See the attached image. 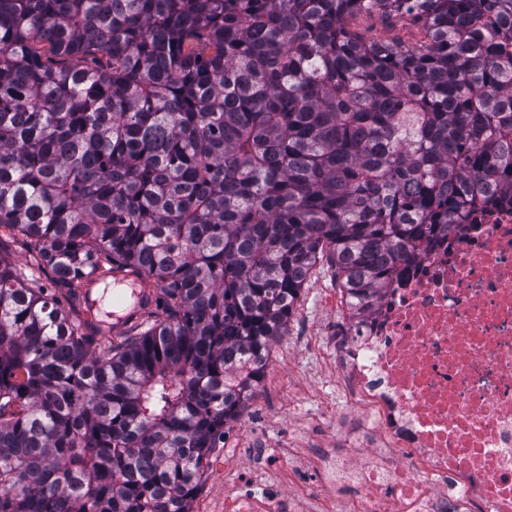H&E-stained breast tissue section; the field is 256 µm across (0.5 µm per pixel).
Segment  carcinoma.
<instances>
[{
  "label": "carcinoma",
  "mask_w": 512,
  "mask_h": 512,
  "mask_svg": "<svg viewBox=\"0 0 512 512\" xmlns=\"http://www.w3.org/2000/svg\"><path fill=\"white\" fill-rule=\"evenodd\" d=\"M488 188L512 0H0V228L167 298L101 343L0 259V512H189L317 261L363 315ZM351 28L359 34L367 37L383 36L385 31L391 34L402 36L409 42L419 40L421 37L418 25L411 22L409 18L399 22L394 29L386 30L385 26L377 16H364L356 18L351 22Z\"/></svg>",
  "instance_id": "obj_1"
}]
</instances>
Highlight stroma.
<instances>
[{"label": "stroma", "mask_w": 512, "mask_h": 512, "mask_svg": "<svg viewBox=\"0 0 512 512\" xmlns=\"http://www.w3.org/2000/svg\"><path fill=\"white\" fill-rule=\"evenodd\" d=\"M37 251L22 234L0 232V258L38 280L63 306H71L68 290L54 285L51 272L39 267ZM335 291L333 269L320 262L305 282L286 330L272 345L256 395L210 451L189 512H224L225 499L242 486L259 490L277 482L276 456L289 454L308 464L313 440L330 435L333 419L326 402L336 386V364L325 336L333 312L323 299Z\"/></svg>", "instance_id": "obj_1"}]
</instances>
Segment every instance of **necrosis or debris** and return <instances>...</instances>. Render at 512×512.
<instances>
[{
    "label": "necrosis or debris",
    "mask_w": 512,
    "mask_h": 512,
    "mask_svg": "<svg viewBox=\"0 0 512 512\" xmlns=\"http://www.w3.org/2000/svg\"><path fill=\"white\" fill-rule=\"evenodd\" d=\"M335 307L321 512H512V205L453 226L366 317Z\"/></svg>",
    "instance_id": "1"
}]
</instances>
